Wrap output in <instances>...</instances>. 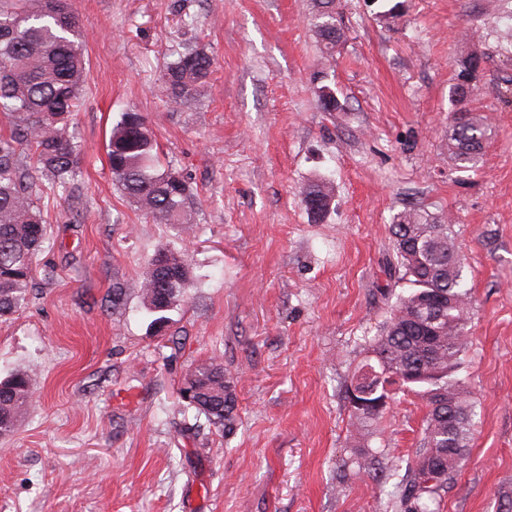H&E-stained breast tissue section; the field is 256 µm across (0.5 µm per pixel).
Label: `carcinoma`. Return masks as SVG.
<instances>
[{"label":"carcinoma","mask_w":512,"mask_h":512,"mask_svg":"<svg viewBox=\"0 0 512 512\" xmlns=\"http://www.w3.org/2000/svg\"><path fill=\"white\" fill-rule=\"evenodd\" d=\"M312 27L326 52L344 39L336 0H312ZM477 56L459 60L451 87L461 121L448 126V157L455 169L470 171L482 161L492 135L487 118L464 106L471 92L466 84L478 73ZM86 62L83 32L72 0H0V115L8 129L0 133V320L30 303L33 259L43 250L46 227L32 172L48 188L68 199L82 177L83 148L68 133V119L83 96ZM212 74V58L202 49H188L169 64L161 77L167 99L181 106ZM315 80L319 107L343 109L335 91ZM112 176L136 210L154 224L182 232L195 223L194 194L187 179L161 162L158 145L138 112L118 113L106 144ZM332 188L323 181L308 183L302 202L313 217L328 214ZM394 249L408 283L389 317L369 340L368 356L346 388L351 437L369 434L371 423L386 407L372 402L392 398L379 380L384 371L405 376L399 390L419 399L426 409L418 447L407 460L405 474L393 484L395 512H439L442 498L454 486L469 448L475 401L458 376L469 342L472 292L463 275L453 225L420 208L404 210L391 224ZM141 303L151 325L166 324L185 301L195 274L184 252L162 247L140 272ZM443 301L429 308L430 296ZM33 385L24 372L0 380V436L14 432L32 401ZM184 410L204 418L226 434L238 424L234 380L224 364L210 358L193 365L179 389Z\"/></svg>","instance_id":"obj_1"}]
</instances>
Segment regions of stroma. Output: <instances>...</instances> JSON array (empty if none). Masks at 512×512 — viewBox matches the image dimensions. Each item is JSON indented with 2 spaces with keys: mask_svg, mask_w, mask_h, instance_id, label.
<instances>
[{
  "mask_svg": "<svg viewBox=\"0 0 512 512\" xmlns=\"http://www.w3.org/2000/svg\"><path fill=\"white\" fill-rule=\"evenodd\" d=\"M86 92L70 129L77 197L39 184L45 249L30 306L0 321V379L26 372L28 415L0 438V512H393L358 471L344 391L406 283L390 225L410 207L449 218L473 293L465 382L477 405L468 459L442 512L512 502V0H341L344 41L323 55L310 0H73ZM197 45L213 73L176 107L156 83ZM482 71L470 108L494 136L480 168L448 158L457 61ZM343 111L317 106L318 71ZM141 113L187 176L198 221L183 241L114 185L105 141ZM330 180L326 217L301 188ZM182 250L196 279L163 332L139 271ZM127 290L112 311V286ZM218 357L235 382L232 434L195 424L177 390ZM425 408L396 394L369 447L406 459Z\"/></svg>",
  "mask_w": 512,
  "mask_h": 512,
  "instance_id": "1",
  "label": "stroma"
}]
</instances>
